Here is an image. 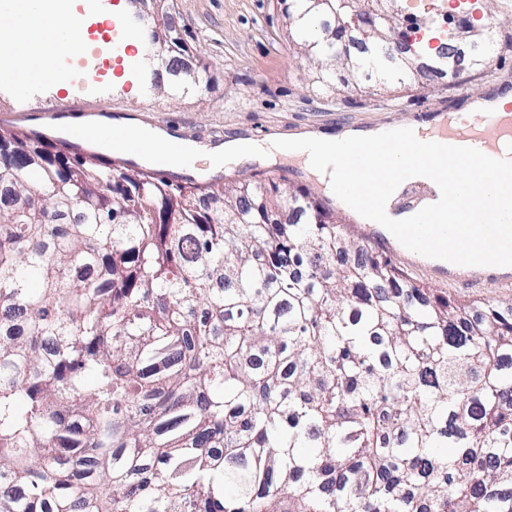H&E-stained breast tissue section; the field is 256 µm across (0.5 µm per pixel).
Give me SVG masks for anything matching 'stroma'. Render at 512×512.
<instances>
[{
	"label": "stroma",
	"mask_w": 512,
	"mask_h": 512,
	"mask_svg": "<svg viewBox=\"0 0 512 512\" xmlns=\"http://www.w3.org/2000/svg\"><path fill=\"white\" fill-rule=\"evenodd\" d=\"M174 7L186 59L202 60L208 68L210 84L201 94L167 96L170 78L164 67L146 57L138 67L125 66L124 55L136 52L130 46L125 54L113 55L104 77L84 86L72 78L74 58H63L56 81L31 85L29 112L17 111L14 85L0 75V125L28 128L37 122L53 138L65 135L67 126L74 124L105 122L120 131L154 125L161 134L174 133L200 147L233 139L263 143L299 133L333 136L345 130L392 128L416 112L462 110L468 98L512 84V25L494 22L503 10H512V0L471 4L475 27H492L494 39L466 48L469 63L462 71L451 70L434 80L424 76L406 88H387L373 78L364 92L344 84L341 70L335 74L333 89L312 88L309 61L288 36L279 0H174ZM73 8L82 19L80 34L90 50L102 46L110 19L127 21L135 11L128 0H73ZM478 55L486 56L485 64H474ZM288 164V158L281 156L261 164L246 159L207 167L199 176L247 177L260 170L324 197L323 187L311 173L289 170ZM384 254L436 293L512 304V282L487 287L454 284L429 259H411L400 244H392Z\"/></svg>",
	"instance_id": "35a3bbf8"
}]
</instances>
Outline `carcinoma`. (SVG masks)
Here are the masks:
<instances>
[{
    "instance_id": "obj_1",
    "label": "carcinoma",
    "mask_w": 512,
    "mask_h": 512,
    "mask_svg": "<svg viewBox=\"0 0 512 512\" xmlns=\"http://www.w3.org/2000/svg\"><path fill=\"white\" fill-rule=\"evenodd\" d=\"M286 12L317 83L415 79L390 3ZM0 512H512V307L434 295L302 189L0 128Z\"/></svg>"
}]
</instances>
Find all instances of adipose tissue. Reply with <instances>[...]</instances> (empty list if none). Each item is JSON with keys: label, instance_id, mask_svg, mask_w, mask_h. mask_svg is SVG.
Wrapping results in <instances>:
<instances>
[{"label": "adipose tissue", "instance_id": "ef3b65f1", "mask_svg": "<svg viewBox=\"0 0 512 512\" xmlns=\"http://www.w3.org/2000/svg\"><path fill=\"white\" fill-rule=\"evenodd\" d=\"M71 17L66 0H7L0 8V43L19 51L8 63V77L25 83L55 80L53 63L65 53L55 32ZM35 29L40 32L36 39L31 36Z\"/></svg>", "mask_w": 512, "mask_h": 512}]
</instances>
